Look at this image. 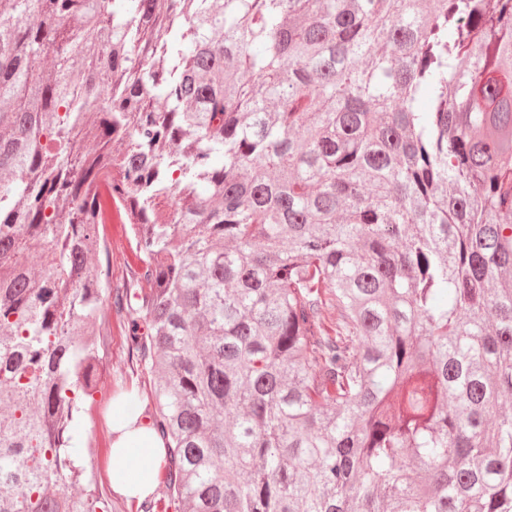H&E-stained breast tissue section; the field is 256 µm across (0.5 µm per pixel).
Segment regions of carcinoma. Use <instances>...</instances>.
Masks as SVG:
<instances>
[{"label":"carcinoma","instance_id":"obj_1","mask_svg":"<svg viewBox=\"0 0 512 512\" xmlns=\"http://www.w3.org/2000/svg\"><path fill=\"white\" fill-rule=\"evenodd\" d=\"M114 303L160 512H512V0H0V512H117ZM99 234L109 247L110 279L112 289L122 288L129 280L132 270L137 269L139 261L130 224L124 222L117 209L112 221L99 225ZM130 333L125 312H116L112 305L111 336L101 359L103 384L94 394V399L85 404L78 430L83 438L82 446L93 449L91 455L85 454L84 464L88 475L93 472L99 490L113 500L118 512H144V503L136 506L112 493L113 490L137 503L153 495L154 502H158L167 494L165 478L160 484L167 453L164 441L155 430L148 427L147 418L141 419L142 412L132 408L131 400L136 402L134 398L130 399L125 394L116 395L134 388L146 410H153L150 379L136 363ZM111 403L112 418L109 426L112 442L107 463L112 481L105 470L111 439L108 426ZM138 459L142 462L133 465Z\"/></svg>","mask_w":512,"mask_h":512}]
</instances>
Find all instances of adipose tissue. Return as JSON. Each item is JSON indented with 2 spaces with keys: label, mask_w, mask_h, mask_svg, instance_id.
Segmentation results:
<instances>
[{
  "label": "adipose tissue",
  "mask_w": 512,
  "mask_h": 512,
  "mask_svg": "<svg viewBox=\"0 0 512 512\" xmlns=\"http://www.w3.org/2000/svg\"><path fill=\"white\" fill-rule=\"evenodd\" d=\"M108 469L117 494L143 502L154 495L164 475L166 445L124 394L112 399Z\"/></svg>",
  "instance_id": "ef3b65f1"
}]
</instances>
